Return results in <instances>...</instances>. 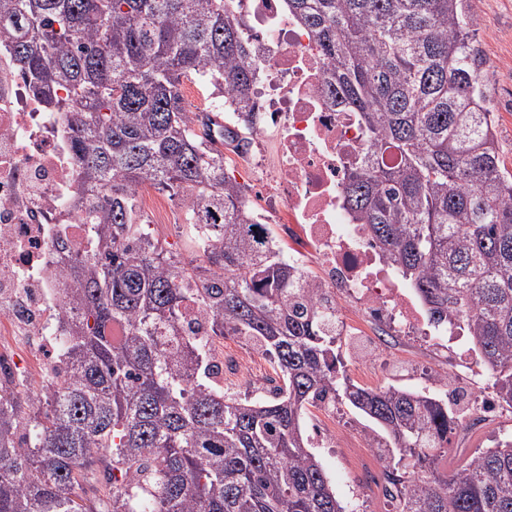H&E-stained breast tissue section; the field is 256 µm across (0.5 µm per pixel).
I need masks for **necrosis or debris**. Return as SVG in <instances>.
<instances>
[{"label":"necrosis or debris","instance_id":"obj_1","mask_svg":"<svg viewBox=\"0 0 512 512\" xmlns=\"http://www.w3.org/2000/svg\"><path fill=\"white\" fill-rule=\"evenodd\" d=\"M227 2L244 20L257 65L254 110L243 119L225 103L224 124L245 120L258 176H274L272 204L258 212V223L281 225L292 242L290 265L319 267L312 282L338 321L353 308L400 334H425L421 307L345 206L342 187L364 162L365 132L356 113L336 109L327 95V63L315 36L292 18L286 0ZM7 57L1 43L0 337L52 366L54 336L78 316L60 290L77 255L91 247L79 208L86 191L59 115L44 111L6 70ZM61 238L68 249H58Z\"/></svg>","mask_w":512,"mask_h":512}]
</instances>
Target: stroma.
Masks as SVG:
<instances>
[{
    "mask_svg": "<svg viewBox=\"0 0 512 512\" xmlns=\"http://www.w3.org/2000/svg\"><path fill=\"white\" fill-rule=\"evenodd\" d=\"M476 45L487 67L482 80L487 88L495 117L500 155L507 170L512 171V0H471ZM162 240L168 250L186 259H194L196 247L193 230L185 222L179 205H172L168 222L161 227ZM376 342L367 365H358L353 355L360 343L341 335L336 339L339 370L351 383L379 388L399 385L413 390H425L442 399H457L462 412L471 420L452 434L448 455L441 467L451 470L474 456L494 447L497 442L512 439V413H473L476 399L492 389L488 374L474 378L457 376L448 381L429 377L425 368L438 364L437 337L399 336L390 327L374 328ZM224 353L225 390L262 397L270 395L279 383L273 365L266 356L254 355L251 342L239 336H227L214 341ZM332 429L333 437H316V425ZM370 422L352 409L344 399H337L335 416H328L322 405L310 406L304 419L305 433L311 434L312 450L327 472L337 497L347 512H396L378 487L364 488V474L373 461L363 437Z\"/></svg>",
    "mask_w": 512,
    "mask_h": 512,
    "instance_id": "35a3bbf8",
    "label": "stroma"
}]
</instances>
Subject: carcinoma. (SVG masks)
<instances>
[{
	"mask_svg": "<svg viewBox=\"0 0 512 512\" xmlns=\"http://www.w3.org/2000/svg\"><path fill=\"white\" fill-rule=\"evenodd\" d=\"M326 58L327 91L359 113L353 219L436 326L465 322L512 407V173L500 159L470 0H288ZM225 0H0V42L46 112H62L95 247L63 289V367L3 394L0 512H346L302 429L338 394L336 317L288 264L211 127L248 105L254 57ZM219 89L190 122L183 79ZM188 194L202 262L145 228L134 188ZM209 318L185 323L187 303ZM126 326L116 343L108 333ZM271 356L269 398L214 388V339ZM398 456L396 512H512V442L448 472L453 403L390 385L344 387ZM103 470L107 500L84 497Z\"/></svg>",
	"mask_w": 512,
	"mask_h": 512,
	"instance_id": "cac0c4a2",
	"label": "carcinoma"
}]
</instances>
